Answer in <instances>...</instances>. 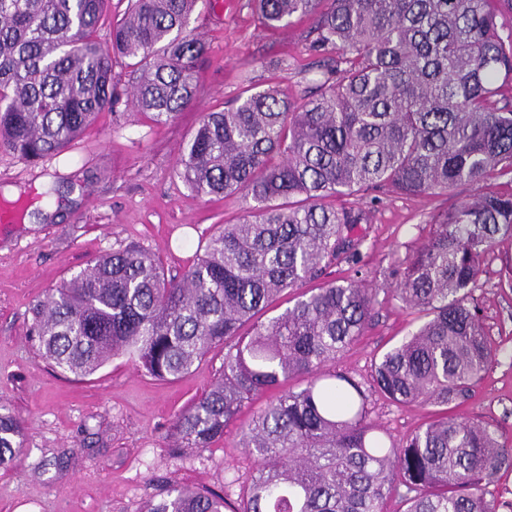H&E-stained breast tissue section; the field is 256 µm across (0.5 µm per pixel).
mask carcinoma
I'll return each instance as SVG.
<instances>
[{"mask_svg": "<svg viewBox=\"0 0 512 512\" xmlns=\"http://www.w3.org/2000/svg\"><path fill=\"white\" fill-rule=\"evenodd\" d=\"M108 0H0V150L59 155L118 103L112 68L157 122L196 100L207 46L189 28L198 0H127L111 43ZM269 29L312 18L321 80L300 102L247 86L202 114L179 162L200 196L238 195L192 262L169 275L136 244L106 252L32 307L40 356L84 379L117 358L172 380L213 349L209 390L179 413V448L205 450L244 402L272 397L241 427L256 471L230 512H499L487 485L512 448L486 424L443 414L395 442L369 420L379 393L402 407H448L495 358L473 297L498 237H512V0H250ZM504 180L511 189L499 188ZM473 197L437 213L424 242L387 278L423 322L359 381L332 369L362 336L376 294L332 268L355 264L370 213L331 198L369 192ZM293 304L263 321L283 293ZM300 378L303 387H287ZM25 422L0 401V467L23 451ZM213 491L173 484L142 512H224Z\"/></svg>", "mask_w": 512, "mask_h": 512, "instance_id": "carcinoma-1", "label": "carcinoma"}]
</instances>
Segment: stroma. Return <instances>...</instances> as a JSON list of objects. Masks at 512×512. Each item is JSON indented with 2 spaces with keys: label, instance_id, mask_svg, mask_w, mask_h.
I'll return each mask as SVG.
<instances>
[{
  "label": "stroma",
  "instance_id": "35a3bbf8",
  "mask_svg": "<svg viewBox=\"0 0 512 512\" xmlns=\"http://www.w3.org/2000/svg\"><path fill=\"white\" fill-rule=\"evenodd\" d=\"M223 2L216 10L199 0L191 16L208 53L198 69V99L174 121L155 123L124 99L129 75L119 64L121 99L75 145L37 164L0 151V207L16 214L0 223V401L25 421L27 448L15 466L0 469V512H142L172 484L233 501L253 473L239 427L263 407L260 399L207 450L171 453L172 422L215 382L222 348L171 381L122 358L77 380L41 359L29 336L33 303L104 252L135 242L171 273L181 272L214 225L235 219L242 208L236 196L197 195L177 174L182 146L202 113L222 109L247 85L272 80L299 101L320 79L311 68L310 19L271 31L255 22L248 0ZM471 193L461 187L451 196L362 198L371 221L359 227L366 237L360 258L336 274L375 290V317L336 370L368 378L373 360L418 325L393 299L385 271L423 242L433 215ZM474 295L497 355L452 413L497 428L512 446V238L496 242ZM437 411L430 404L397 407L376 395L370 419L399 440Z\"/></svg>",
  "mask_w": 512,
  "mask_h": 512
}]
</instances>
